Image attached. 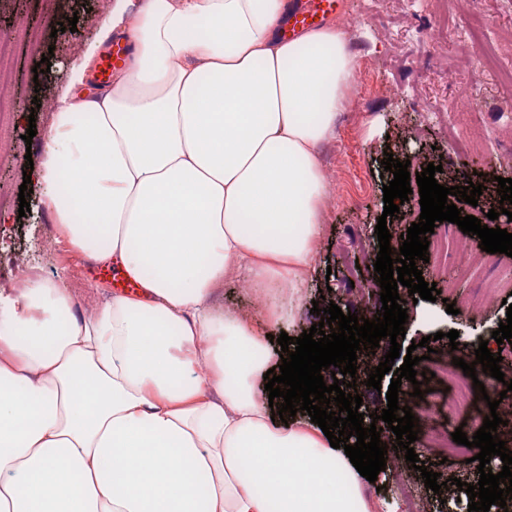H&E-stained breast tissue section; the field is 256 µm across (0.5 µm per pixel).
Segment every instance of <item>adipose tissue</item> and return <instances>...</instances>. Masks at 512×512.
I'll return each instance as SVG.
<instances>
[{
	"instance_id": "ef3b65f1",
	"label": "adipose tissue",
	"mask_w": 512,
	"mask_h": 512,
	"mask_svg": "<svg viewBox=\"0 0 512 512\" xmlns=\"http://www.w3.org/2000/svg\"><path fill=\"white\" fill-rule=\"evenodd\" d=\"M288 0H106L130 64L88 96L68 70L31 185L72 251L141 290L77 315L29 276L0 290V512H370L309 417L270 423L267 328L295 320L359 60L330 22L283 38ZM68 158L61 172L60 158ZM288 284L256 317L225 282Z\"/></svg>"
}]
</instances>
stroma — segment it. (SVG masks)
<instances>
[{
	"label": "stroma",
	"instance_id": "1",
	"mask_svg": "<svg viewBox=\"0 0 512 512\" xmlns=\"http://www.w3.org/2000/svg\"><path fill=\"white\" fill-rule=\"evenodd\" d=\"M101 0H56L55 14L46 11V0H0V42L7 46V61L0 68V98L9 105L6 128L0 135V269L16 264L36 269L49 281H64L83 312L96 307L101 294L112 293L113 278L88 256L73 252L60 237H48L52 218L48 211L35 217L20 216L19 187L29 170V157H40L48 134V112L61 75L79 59L81 50L98 37L91 19ZM77 16L76 32H62L59 22ZM346 27L349 48L361 62L357 85L343 112L334 142L321 151V161L331 182V199L324 222L318 259L319 273L302 292L301 314L284 330L298 337L319 316L312 306L326 308L329 300L357 316L373 318L381 309L378 274L379 251L375 234L384 210L382 160L392 153L408 162L416 173L434 164L442 166L439 184L458 185V169L474 172V184L484 191L477 205L458 202L462 212L485 219L498 208V178L512 179V83L501 80L500 70H512V0H343L335 19ZM480 23L482 48L499 53L498 66L474 73L471 63L478 47L458 37L457 27ZM450 32L440 49L417 40L425 25ZM49 56V71L34 74L42 56ZM473 89L467 111H456L457 88ZM36 136L24 141L28 127ZM473 141L470 151H458L459 142ZM434 235L448 240L465 239L470 257L482 267L481 278L463 280L436 262L419 263L425 282L436 284L441 301L419 300L413 320L405 325L402 347H414L420 368L425 355L435 349L448 359L447 332L471 323L478 336L491 337L507 308L501 299L485 300L484 280L502 277L512 258L480 249L476 235L463 234L453 223H436ZM330 286V299H321V286ZM457 312L449 314L447 303ZM432 337L430 348L420 347ZM415 485L424 500L423 512H468L455 485L433 492L419 471L398 473L387 467L376 483L361 480L359 489L370 504L396 503L398 512H410L406 485Z\"/></svg>",
	"mask_w": 512,
	"mask_h": 512
}]
</instances>
